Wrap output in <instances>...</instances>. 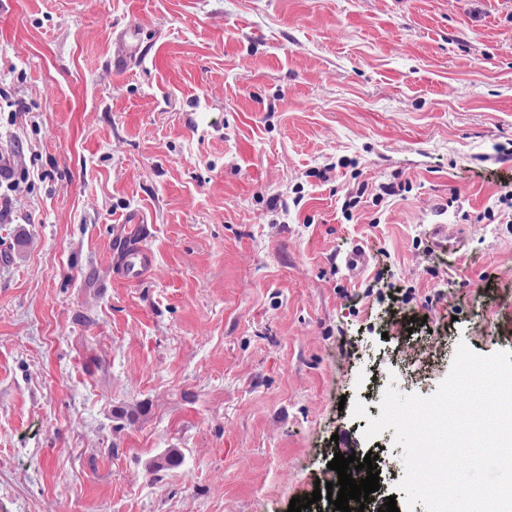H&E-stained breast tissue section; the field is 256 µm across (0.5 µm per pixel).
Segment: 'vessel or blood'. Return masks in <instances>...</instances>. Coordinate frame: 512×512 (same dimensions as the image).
Segmentation results:
<instances>
[{
  "label": "vessel or blood",
  "instance_id": "1",
  "mask_svg": "<svg viewBox=\"0 0 512 512\" xmlns=\"http://www.w3.org/2000/svg\"><path fill=\"white\" fill-rule=\"evenodd\" d=\"M146 217L143 212L126 214L116 232L120 243L113 254L114 281L133 283L151 276L154 270V256L141 241Z\"/></svg>",
  "mask_w": 512,
  "mask_h": 512
}]
</instances>
